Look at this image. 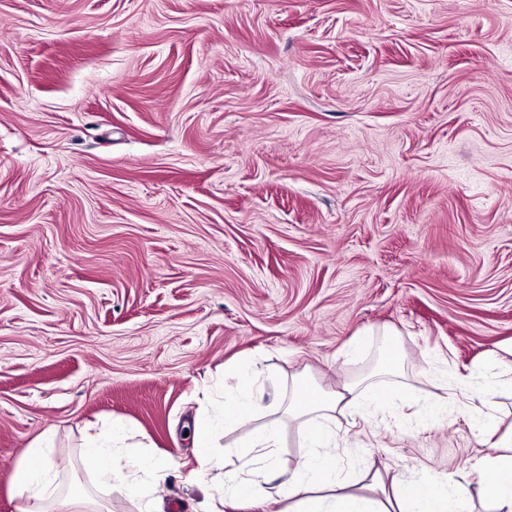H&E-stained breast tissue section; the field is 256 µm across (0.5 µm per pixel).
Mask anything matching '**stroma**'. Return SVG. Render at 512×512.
I'll use <instances>...</instances> for the list:
<instances>
[{
    "mask_svg": "<svg viewBox=\"0 0 512 512\" xmlns=\"http://www.w3.org/2000/svg\"><path fill=\"white\" fill-rule=\"evenodd\" d=\"M511 342L512 0H0V512L49 428L63 486L140 512L82 463L115 422L157 512H212L186 426L251 361L266 404L378 383L373 435L336 418L346 492L489 485Z\"/></svg>",
    "mask_w": 512,
    "mask_h": 512,
    "instance_id": "obj_1",
    "label": "stroma"
}]
</instances>
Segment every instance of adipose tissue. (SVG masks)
<instances>
[{
  "instance_id": "adipose-tissue-1",
  "label": "adipose tissue",
  "mask_w": 512,
  "mask_h": 512,
  "mask_svg": "<svg viewBox=\"0 0 512 512\" xmlns=\"http://www.w3.org/2000/svg\"><path fill=\"white\" fill-rule=\"evenodd\" d=\"M234 377L236 383L225 394L220 416L200 415L192 421V446L200 457H207L220 425L228 431H248L242 458H249L259 450L265 453L267 464L262 481L225 474L224 496L227 499H247L262 512H270L273 498L265 486L275 481L294 499V512H448L449 492L460 496L473 492L468 485L452 484L446 477L432 475L410 482L391 478L390 489L395 502L391 508L357 494L340 492L341 473L335 454L329 450L335 440L334 415L346 412L353 417L362 416L364 409L377 401L378 385L364 381L324 390L296 383L286 407L275 408L272 419L263 423L259 420L262 407L253 388L252 374L240 367ZM285 418L297 424L312 449L290 474L280 470L275 453L278 428ZM479 432L490 449L484 463L498 473L499 480L475 492L481 497L495 498L506 512H512V434L500 433L496 418L490 414L480 419ZM128 438L126 427L118 425L113 426L107 438L87 433L82 460L102 478L127 482L124 472L114 463L116 454H124L131 466L143 474L141 481L127 483L129 492L148 504L165 477V468L129 444ZM9 481L18 500L17 512H112L110 503L102 498L80 489H63L59 465L53 457V436L49 433L41 435L24 450L9 474Z\"/></svg>"
}]
</instances>
